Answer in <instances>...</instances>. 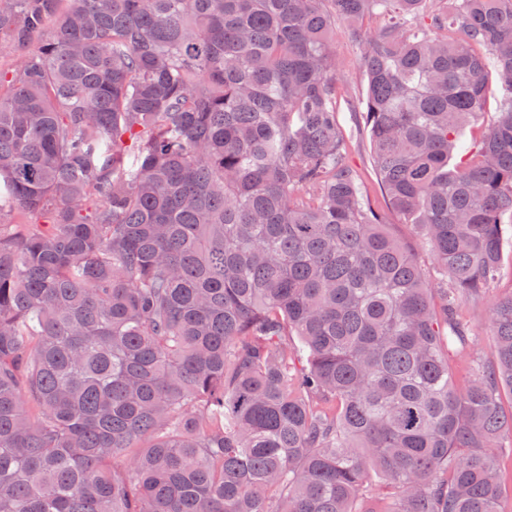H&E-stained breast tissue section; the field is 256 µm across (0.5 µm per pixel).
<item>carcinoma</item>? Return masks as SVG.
Listing matches in <instances>:
<instances>
[{
    "mask_svg": "<svg viewBox=\"0 0 512 512\" xmlns=\"http://www.w3.org/2000/svg\"><path fill=\"white\" fill-rule=\"evenodd\" d=\"M0 49V512H500L512 295L448 346L512 245V0H0ZM334 50L336 60L343 64L345 69V79L337 98V109L340 123L348 138L347 161L362 175L366 190L378 208L388 214L387 231L412 249L427 280L438 288L441 286L443 276L432 261L419 232L411 224H402L399 218L389 213L386 202L377 188L370 142L356 130V116L362 107L365 90V82L359 67L360 49L351 32H348L341 23L336 24ZM512 294V257L507 248L504 253L500 277L474 299H467L458 305V313L469 329V346L461 351L457 347L448 350V367L452 380L457 384L474 376L473 359L492 360L494 343L488 327L489 307L496 299Z\"/></svg>",
    "mask_w": 512,
    "mask_h": 512,
    "instance_id": "cac0c4a2",
    "label": "carcinoma"
}]
</instances>
